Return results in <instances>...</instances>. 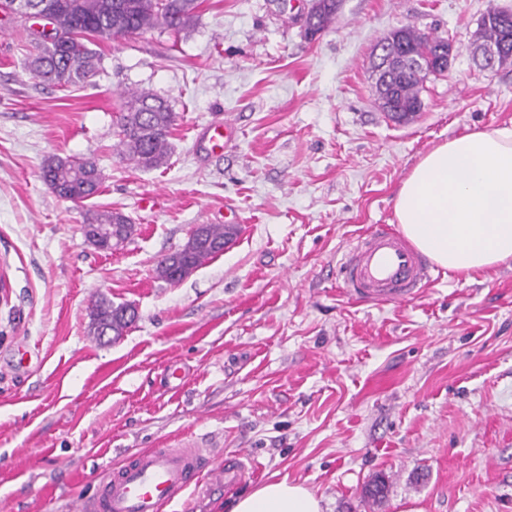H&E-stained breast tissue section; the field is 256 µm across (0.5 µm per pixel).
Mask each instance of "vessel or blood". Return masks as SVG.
Returning <instances> with one entry per match:
<instances>
[{
	"mask_svg": "<svg viewBox=\"0 0 512 512\" xmlns=\"http://www.w3.org/2000/svg\"><path fill=\"white\" fill-rule=\"evenodd\" d=\"M339 271L346 293L359 302H409L434 280L433 265L385 224L372 225L357 238ZM215 453L197 443L140 451L114 468L93 495L79 499L77 512H162L188 489H223L253 465L242 453L222 468L204 471Z\"/></svg>",
	"mask_w": 512,
	"mask_h": 512,
	"instance_id": "b4317fda",
	"label": "vessel or blood"
}]
</instances>
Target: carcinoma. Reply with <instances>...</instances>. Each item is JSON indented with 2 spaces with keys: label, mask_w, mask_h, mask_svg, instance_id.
<instances>
[{
  "label": "carcinoma",
  "mask_w": 512,
  "mask_h": 512,
  "mask_svg": "<svg viewBox=\"0 0 512 512\" xmlns=\"http://www.w3.org/2000/svg\"><path fill=\"white\" fill-rule=\"evenodd\" d=\"M39 6L41 13L53 19L51 33L37 37L29 30L36 53L28 61L29 70L42 81L59 87L79 86L92 75L99 58L89 47L97 36L123 39L154 29L180 34L198 20L199 0H0V10L25 23L32 19L27 7ZM336 17L334 0H316L314 21L309 26L314 36L329 27ZM399 40L410 50L432 54L445 39L404 26ZM477 40L497 49L495 62L502 67L512 65V20L503 22L490 17L479 24ZM429 75L427 70L389 72L384 80L386 90L378 94L382 108L394 103L407 122L421 110L420 84ZM118 117V145L121 154L135 167L153 170L167 164L175 113L163 98L152 92L127 90ZM42 178L61 198L82 202L95 195L102 183L101 171L92 159L69 161L51 158L42 167ZM90 226L121 225L120 239L132 237L135 225L124 213L102 210L84 221ZM232 225L205 224L202 239L187 241L178 251L163 257L156 265V276L173 281L176 266L194 270L208 259L222 253V248L236 236ZM92 334L115 337L123 335L136 321L135 309L127 304H114L106 299L94 302Z\"/></svg>",
  "instance_id": "carcinoma-1"
}]
</instances>
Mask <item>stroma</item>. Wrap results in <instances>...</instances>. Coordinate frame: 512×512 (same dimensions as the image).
Instances as JSON below:
<instances>
[{
	"label": "stroma",
	"mask_w": 512,
	"mask_h": 512,
	"mask_svg": "<svg viewBox=\"0 0 512 512\" xmlns=\"http://www.w3.org/2000/svg\"><path fill=\"white\" fill-rule=\"evenodd\" d=\"M308 4L203 0L179 36L95 38L97 71L69 89L28 70L33 45L0 14V512H73L136 451L203 435L258 468L197 512L273 479L323 512H512V266L441 270L404 304L357 302L337 277L360 233L395 224L421 156L512 127V66L472 59L483 14L512 0H342L313 38ZM405 25L453 56L397 124L373 50ZM128 89L176 114L159 169L116 150ZM225 121L215 156L199 132ZM53 156L95 160L100 193L60 198L41 177ZM105 209L135 224L112 251L81 232ZM199 224L239 233L179 283L157 279ZM101 296L138 313L114 342L89 332Z\"/></svg>",
	"instance_id": "35a3bbf8"
}]
</instances>
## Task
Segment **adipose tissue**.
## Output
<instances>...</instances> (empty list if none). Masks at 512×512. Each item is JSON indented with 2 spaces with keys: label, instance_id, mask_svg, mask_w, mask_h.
Segmentation results:
<instances>
[{
  "label": "adipose tissue",
  "instance_id": "adipose-tissue-1",
  "mask_svg": "<svg viewBox=\"0 0 512 512\" xmlns=\"http://www.w3.org/2000/svg\"><path fill=\"white\" fill-rule=\"evenodd\" d=\"M395 216L438 266L463 275L512 263V127L475 131L427 152L402 183ZM228 512H322L306 487L269 481Z\"/></svg>",
  "mask_w": 512,
  "mask_h": 512
}]
</instances>
